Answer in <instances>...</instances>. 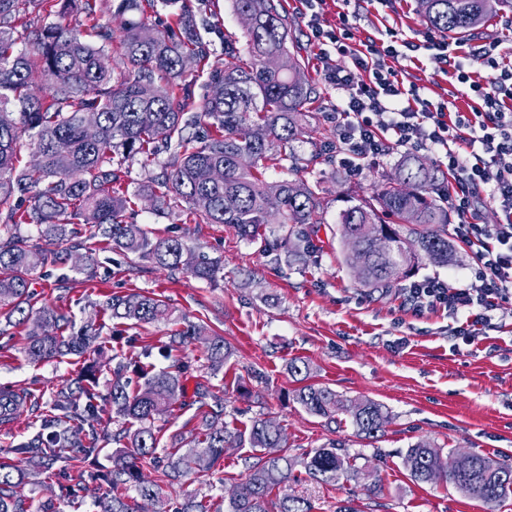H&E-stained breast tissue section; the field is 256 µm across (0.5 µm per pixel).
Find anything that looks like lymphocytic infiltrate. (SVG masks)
<instances>
[{
	"mask_svg": "<svg viewBox=\"0 0 512 512\" xmlns=\"http://www.w3.org/2000/svg\"><path fill=\"white\" fill-rule=\"evenodd\" d=\"M317 2L304 0L311 11L310 41L319 48L318 73L343 95L333 109L339 165L356 174L362 160L395 150H430L445 160L451 183L448 207L458 218L456 234L477 247L480 265L464 288L438 278L412 283L403 305L417 315L438 309L469 311L457 332L471 335L482 321L481 310L512 299V61H504L499 41L472 44L427 32L428 46L438 51L451 78L470 90L466 109L452 112L445 104L422 98L417 86H405L387 66V58L402 55L411 42L394 40L385 46L369 37L353 45L348 16H341L335 29H323L313 14ZM336 54L350 57V66H333ZM475 66L486 71L485 81L473 80ZM485 203L500 211L501 223L471 222L473 212Z\"/></svg>",
	"mask_w": 512,
	"mask_h": 512,
	"instance_id": "1",
	"label": "lymphocytic infiltrate"
}]
</instances>
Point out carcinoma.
<instances>
[{
  "instance_id": "carcinoma-1",
  "label": "carcinoma",
  "mask_w": 512,
  "mask_h": 512,
  "mask_svg": "<svg viewBox=\"0 0 512 512\" xmlns=\"http://www.w3.org/2000/svg\"><path fill=\"white\" fill-rule=\"evenodd\" d=\"M182 2L169 31L156 32L147 21L155 0H117L112 15L123 18L121 35L101 22L95 0H78L84 21L78 25H43L22 21L32 0H0V310L5 322L24 325L35 321L27 334L26 353L33 361L66 355L91 356L99 329L90 322L73 331L69 315L55 310L33 311V274L39 266H57L70 259L64 250H32L18 226L32 224L40 236L60 244L83 225L93 245L86 247L85 262L98 264L96 252L120 250L136 254L155 267L174 271L187 267L195 277L214 281L224 277L218 259L192 253L178 235L153 237L134 220V199L148 198L158 211L185 204V220L196 224H229L260 251L271 255L282 242L262 232L267 224L288 228L297 243L292 255L320 250L314 243L317 225L327 208L319 182L265 179L268 163L291 160L297 136V117L314 103V88L305 67L288 48V14L282 0H232L234 12L248 18L246 49L224 38V70L211 73V92L200 111L188 113L192 83L185 60L200 70L209 66L210 50L198 36L196 25ZM429 25L443 34L460 35L479 26L492 12V0H421ZM118 49L126 69L114 75L106 65ZM153 94L145 98L141 87ZM97 116L98 132L86 134L81 118ZM33 146L36 162L20 166L18 148ZM160 163L135 192L127 184L128 160ZM437 169L419 156L405 158L395 179L383 184L368 199H359L340 212L346 251L343 262L357 273L364 288L390 289L407 279L422 258L444 265L451 252L448 241V202L438 186ZM28 205H10L16 195ZM411 224L409 235L398 225ZM390 243V255L375 254L373 239ZM101 311L113 320L149 324L169 315L165 302L140 291L108 294ZM199 323L187 322L170 334V343L182 346L203 335ZM207 360L215 369L224 366L230 351L224 337L206 341ZM97 361L85 364L76 378L41 410L39 430L9 452L17 462L32 465L33 474L54 476L61 463L98 466L101 414L108 412L132 420L118 438L129 441L132 452L113 458L112 468L99 471L98 512H148L159 495V485L142 473L145 460L164 463L175 477L192 474L198 465L213 467L229 448H252L245 459L247 477L229 498L225 512H312L298 498L273 496L295 466L286 454H271L282 447L281 428L257 418L239 429L218 425L222 403L209 388L198 384L201 429L188 440V448H159L154 416L166 411L184 393L181 363L169 369H140L137 379L126 376L127 365L118 361L112 389H97ZM214 400L209 404L207 399ZM296 402L309 414L335 419L336 412L351 413L357 434L375 437L387 415L370 399L347 405L330 388L305 385L295 391ZM17 462L0 461V512H56L54 503L33 505L17 495L25 471ZM440 450L417 442L406 451L405 463L418 483H451L494 507L512 494V466L480 455L455 457L444 473L436 470ZM302 465L318 482L349 477L353 470L336 448H317Z\"/></svg>"
}]
</instances>
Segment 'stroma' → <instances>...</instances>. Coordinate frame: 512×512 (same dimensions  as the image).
I'll return each instance as SVG.
<instances>
[{"instance_id":"obj_1","label":"stroma","mask_w":512,"mask_h":512,"mask_svg":"<svg viewBox=\"0 0 512 512\" xmlns=\"http://www.w3.org/2000/svg\"><path fill=\"white\" fill-rule=\"evenodd\" d=\"M283 3L298 52L312 70L315 48L308 40L300 4L298 0ZM191 5L197 32L211 46V66L223 68L225 36L244 39L232 0H191ZM318 11L327 30L335 28L345 13L351 15L358 36L382 39L391 30L398 38L418 44L415 57L389 59V66L424 87L430 101H450L465 108L466 96L450 83L435 52L423 47L429 25L418 0H388L384 5L379 0H324ZM310 78L316 100L299 122L294 146L300 158L336 142L330 112L338 94L313 70ZM401 158L397 151L363 160L358 175L337 165L299 170V178L321 183L329 201L327 222L318 232L326 248L314 257L276 262L230 225L185 223L141 200L137 223L154 235L182 234L195 251L221 259L223 279L210 283L189 270H162L115 251L99 253V266L89 271L84 238L78 235L64 243L71 254L68 264L39 269L33 305L68 313L78 328L97 318V303L113 292L134 289L169 305L171 320L127 327L131 342L123 347L130 366L143 361L148 347L157 368L168 367L173 359L187 367L185 394L154 420L162 447L179 446L181 437L198 425L194 390L202 383L221 398L224 422L242 428L257 417L270 419L281 428L283 451L289 457L300 459L311 450L333 445L354 468L351 479L323 483L309 478L303 467H295L291 477L276 487L277 496L307 499L313 512H336L348 500L359 512H491L452 484L414 482L404 455L411 445L425 441L444 454L486 455L512 463V300L485 312L480 329L465 338L455 333L465 315L406 312L401 308V289L359 287L342 261L338 215L344 207L343 195L371 196L395 175ZM453 246L448 264L423 261L415 280L436 277L455 287L468 285L477 268L476 249L458 240ZM183 319L205 323L209 332L224 337L231 356L223 368L211 369L201 339L162 357L173 321ZM27 332V327L11 326L0 336V389L29 398L15 414L14 428L0 432L2 449L37 432L40 421L32 400L54 399L82 366L74 356L29 360ZM295 359L308 365L309 383L329 387L346 399H371L383 405L388 421L382 432L366 438L357 435L349 415H337L328 424L306 413L294 399L298 383L288 373V364ZM247 454L244 448L228 450L214 468L197 469L178 481L144 464V475L162 488L151 505L153 512H170L186 494L224 507L247 474ZM67 476L78 477L73 470ZM81 480L84 490L76 499L63 497L55 480L35 475L19 492L37 503L53 499L58 512H93L98 483L87 476Z\"/></svg>"}]
</instances>
